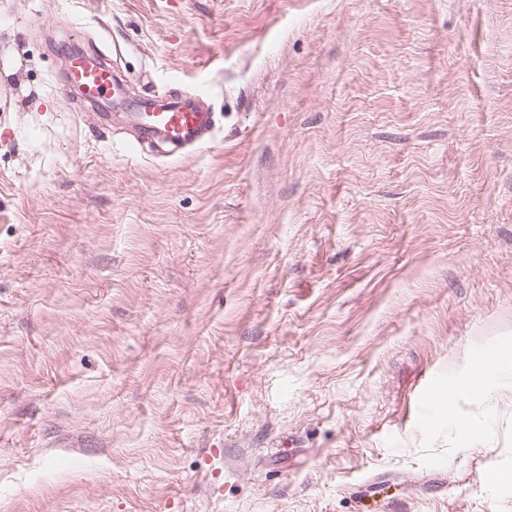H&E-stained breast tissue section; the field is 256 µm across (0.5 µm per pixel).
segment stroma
I'll list each match as a JSON object with an SVG mask.
<instances>
[{
	"label": "stroma",
	"mask_w": 512,
	"mask_h": 512,
	"mask_svg": "<svg viewBox=\"0 0 512 512\" xmlns=\"http://www.w3.org/2000/svg\"><path fill=\"white\" fill-rule=\"evenodd\" d=\"M0 512H512V0H0ZM66 81L80 88L83 95L101 99L112 91V107L136 131L133 147L155 144L164 153H185L210 143L217 133L215 112L204 109L191 98L175 95L170 101L155 100L154 96L128 101L123 81L112 65L92 61L84 54L70 51Z\"/></svg>",
	"instance_id": "obj_1"
}]
</instances>
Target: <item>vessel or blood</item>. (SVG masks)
<instances>
[{
  "instance_id": "obj_1",
  "label": "vessel or blood",
  "mask_w": 512,
  "mask_h": 512,
  "mask_svg": "<svg viewBox=\"0 0 512 512\" xmlns=\"http://www.w3.org/2000/svg\"><path fill=\"white\" fill-rule=\"evenodd\" d=\"M66 81L82 89L85 97H111L113 109L135 129L137 144L151 143L166 153H183L210 143L217 133L214 112L197 100L179 95L169 101L151 96L127 100L124 84L109 63L69 53Z\"/></svg>"
}]
</instances>
